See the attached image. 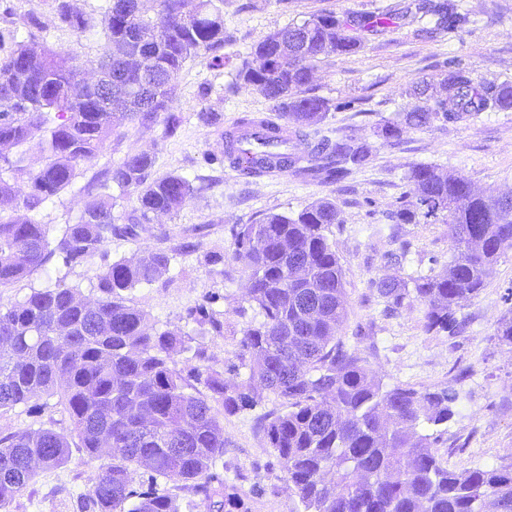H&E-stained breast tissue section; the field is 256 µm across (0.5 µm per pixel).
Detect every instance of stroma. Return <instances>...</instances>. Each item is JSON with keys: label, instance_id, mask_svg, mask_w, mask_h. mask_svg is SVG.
<instances>
[{"label": "stroma", "instance_id": "stroma-1", "mask_svg": "<svg viewBox=\"0 0 512 512\" xmlns=\"http://www.w3.org/2000/svg\"><path fill=\"white\" fill-rule=\"evenodd\" d=\"M17 13H37L46 25L45 45L74 51L83 78H91L101 53L99 36L57 26L52 0H10ZM399 0H221L226 54L235 62L249 57L252 47L270 32L302 22L321 11L346 10L377 14ZM466 20L456 29L436 32L426 14L413 22L366 34L360 52L320 58L313 64L309 93L337 103L323 122L304 127L293 151L305 155L308 144L346 134L365 145L366 162L341 182L323 184L287 169L261 178L234 171L224 161L222 132L244 116L267 117L271 104L237 82L233 65L212 68L201 56L178 75L176 107L183 122L174 136L159 123L126 125L86 163L84 179L104 171L126 155L148 152L156 157L159 177L171 172L194 178L196 191L170 215L141 224L133 237H112L79 265L61 268L63 286L77 288L82 298L98 297L95 273L105 264L130 258L147 249L173 247L177 254L168 274L153 285L135 289L129 300L144 310L157 330L185 334L184 346L172 357L178 369L197 366L195 349H203L210 365L228 382L245 378L240 367L243 329L259 322L258 310L243 308L248 294L244 269L223 273L206 263L207 255L230 253L236 225L259 222L266 213H295L316 199L335 198L341 222L329 239L336 247L344 274L346 318L338 331L355 348L384 388L412 385L419 389H450L457 395L456 413L434 451L449 469L464 471L512 463V348L501 344L496 328L512 318V249L494 265L479 297L462 302L457 317L464 325L455 336L426 332L423 307L408 298L390 310L377 294L379 278L443 272L451 257L444 219L395 224L390 214L409 185L406 174L427 164L466 177L473 189L488 195L512 196V109L487 111L457 122H435L430 128L404 129L397 141L377 134L382 120L411 111L417 100L413 82L463 68L487 86L512 84V0H457ZM212 87L200 100L201 84ZM221 116L220 127L198 118L201 107ZM85 193L73 185L43 210L49 239L80 216ZM202 303L224 315V332L186 322L188 308ZM273 395L256 407L234 414L222 402L213 408L224 424V455L216 469L226 486L236 488L249 512H298L300 505L282 466L259 430V416L281 409ZM52 428L70 432L71 420L60 394L41 393L28 403L0 411V434ZM108 463L72 448L68 460L39 471L6 512H82L81 496L92 474Z\"/></svg>", "mask_w": 512, "mask_h": 512}]
</instances>
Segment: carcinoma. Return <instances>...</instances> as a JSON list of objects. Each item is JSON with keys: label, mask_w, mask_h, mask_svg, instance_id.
Returning a JSON list of instances; mask_svg holds the SVG:
<instances>
[{"label": "carcinoma", "mask_w": 512, "mask_h": 512, "mask_svg": "<svg viewBox=\"0 0 512 512\" xmlns=\"http://www.w3.org/2000/svg\"><path fill=\"white\" fill-rule=\"evenodd\" d=\"M139 0H105L89 12L70 0H54L58 25L77 33L101 26L100 69L112 67V111L90 91L68 94L79 83L75 56L47 46L36 48L45 25L39 15L3 9L0 25V107L13 102L0 121V148H18L38 134L46 161L37 171L22 154L0 152V201L15 203L0 214V288L45 267L52 258L71 267L116 235H135V226L157 214L175 213L195 192L180 173L151 177L155 155L130 154L89 182L84 209L74 224L50 241L38 215L83 174V166L119 128L160 121L173 136L182 124L176 112V79L187 63L211 56L213 67L230 63L223 54L224 19L213 0H156L163 22L137 8ZM436 17L445 32L462 21L453 0H428L393 8L384 20L354 12L314 13L256 43L252 56L236 67V78L272 102V111L292 124L286 132L261 117L239 119L226 134L224 155L235 158L248 132L261 134V149L247 175L286 170L298 158L284 148L288 137L326 118L330 100L300 96L313 78L310 62L346 56L363 48L356 31L377 32L387 24ZM123 48L124 58L112 48ZM444 96L430 93L422 79L414 93L429 104L385 120L382 136L399 138L403 127L425 129L437 121L460 120L480 112L512 108V85L485 87L457 68L441 81ZM367 152L354 138L323 139L307 152L300 174L337 183ZM410 192L391 213L395 224L419 218H448L452 259L447 270L405 280L380 278L378 293L396 309L410 296L424 306L427 332L455 335L457 307L485 288L503 250L512 248V206L474 193L467 179L435 166L417 164L407 174ZM135 195L128 224L112 222V188ZM341 223L336 201L321 198L294 216L269 213L234 233L233 261L249 273L248 302L263 320L243 330L241 365L247 377L230 384L206 364L184 374L171 352L185 343L178 333L155 332L145 312L127 303L124 292L165 276L173 250L155 249L114 261L95 274L100 297L87 303L78 289L56 285L34 289L23 300L0 305V411L27 403L39 392L60 393L72 432L90 458L111 463L90 480L84 508L92 512H179L164 491L133 489V465L151 480L163 477L203 496L206 512H249L243 497L215 471L224 456V426L210 400L233 413L257 405L264 394L286 404L270 411L260 430L280 460L303 512H512V463L457 472L432 450V431L455 415L456 394L396 386L385 390L372 370L337 337L345 320L343 270L327 232ZM480 242L464 246L466 238ZM304 276L289 278L291 268ZM185 319L224 331L221 313L204 304ZM204 386L210 395L197 391ZM70 442L52 429L0 436V509L33 481L37 469L67 461Z\"/></svg>", "instance_id": "carcinoma-1"}]
</instances>
